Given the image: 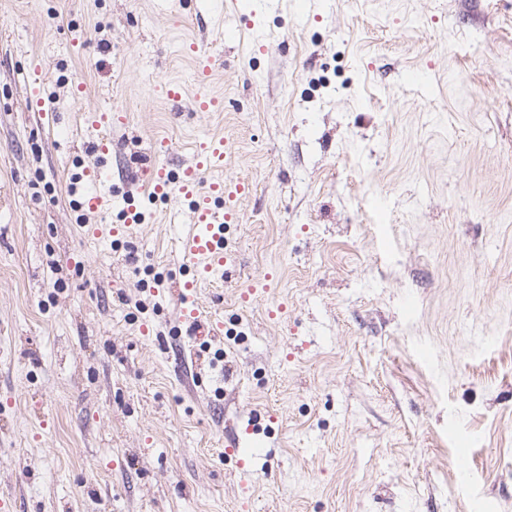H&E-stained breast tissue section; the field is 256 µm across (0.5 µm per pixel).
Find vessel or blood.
Returning <instances> with one entry per match:
<instances>
[{
    "label": "vessel or blood",
    "mask_w": 512,
    "mask_h": 512,
    "mask_svg": "<svg viewBox=\"0 0 512 512\" xmlns=\"http://www.w3.org/2000/svg\"><path fill=\"white\" fill-rule=\"evenodd\" d=\"M229 154L224 138L210 139L200 146L196 160L171 171L166 165L157 164L148 171V181L155 199L181 197L188 205L191 220L188 232L179 237L180 255L194 268L191 278L176 282L175 291L184 302L183 317L190 330L198 336H220L223 326L213 325L196 301L197 290L204 280L223 271L226 262L224 227L238 221L237 204L250 192L247 182L224 180L222 172ZM214 172L211 182H204L205 172ZM85 176L91 189L84 197V208L92 213L112 208V196L104 187L112 180L102 168L86 169Z\"/></svg>",
    "instance_id": "b4317fda"
}]
</instances>
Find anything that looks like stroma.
Masks as SVG:
<instances>
[{"instance_id": "stroma-1", "label": "stroma", "mask_w": 512, "mask_h": 512, "mask_svg": "<svg viewBox=\"0 0 512 512\" xmlns=\"http://www.w3.org/2000/svg\"><path fill=\"white\" fill-rule=\"evenodd\" d=\"M218 135L213 338L147 169ZM0 512H512V0H0Z\"/></svg>"}]
</instances>
